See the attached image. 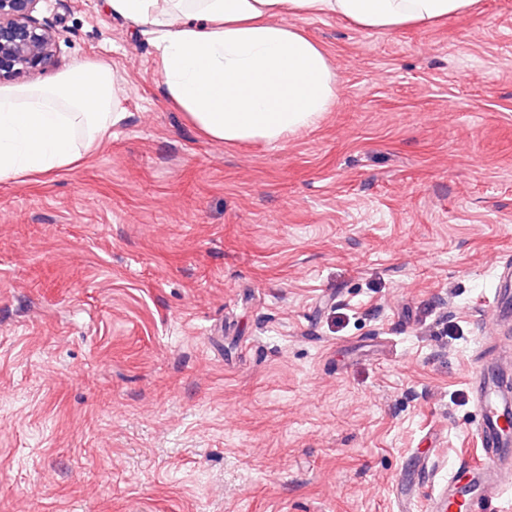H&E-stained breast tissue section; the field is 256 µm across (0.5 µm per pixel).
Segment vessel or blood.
Instances as JSON below:
<instances>
[{
	"label": "vessel or blood",
	"instance_id": "b4317fda",
	"mask_svg": "<svg viewBox=\"0 0 512 512\" xmlns=\"http://www.w3.org/2000/svg\"><path fill=\"white\" fill-rule=\"evenodd\" d=\"M501 286L490 303L492 322L512 314V265H503ZM479 457L465 469L451 471L448 482L431 501L430 512H496L512 492V473L504 465L512 453V379L478 370L470 380Z\"/></svg>",
	"mask_w": 512,
	"mask_h": 512
}]
</instances>
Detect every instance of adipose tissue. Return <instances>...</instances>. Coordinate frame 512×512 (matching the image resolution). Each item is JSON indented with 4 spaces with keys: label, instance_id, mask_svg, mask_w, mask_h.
I'll return each mask as SVG.
<instances>
[{
    "label": "adipose tissue",
    "instance_id": "1",
    "mask_svg": "<svg viewBox=\"0 0 512 512\" xmlns=\"http://www.w3.org/2000/svg\"><path fill=\"white\" fill-rule=\"evenodd\" d=\"M149 36L168 100L207 137L275 144L338 98L326 50L302 17L366 31L431 25L475 0H106ZM125 118L113 73L77 62L58 83L0 86V181L78 165Z\"/></svg>",
    "mask_w": 512,
    "mask_h": 512
}]
</instances>
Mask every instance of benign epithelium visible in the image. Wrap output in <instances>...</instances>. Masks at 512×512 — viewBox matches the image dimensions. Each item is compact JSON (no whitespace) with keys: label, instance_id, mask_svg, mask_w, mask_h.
Returning a JSON list of instances; mask_svg holds the SVG:
<instances>
[{"label":"benign epithelium","instance_id":"1","mask_svg":"<svg viewBox=\"0 0 512 512\" xmlns=\"http://www.w3.org/2000/svg\"><path fill=\"white\" fill-rule=\"evenodd\" d=\"M41 0H0V84L18 81L55 60V33L35 16Z\"/></svg>","mask_w":512,"mask_h":512}]
</instances>
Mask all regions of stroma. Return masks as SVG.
Segmentation results:
<instances>
[{
    "instance_id": "1",
    "label": "stroma",
    "mask_w": 512,
    "mask_h": 512,
    "mask_svg": "<svg viewBox=\"0 0 512 512\" xmlns=\"http://www.w3.org/2000/svg\"><path fill=\"white\" fill-rule=\"evenodd\" d=\"M126 119L0 181V512H416L475 450L512 261V0L300 25L339 95L278 144L202 134L106 0H40ZM498 278L504 288H494L493 299L489 305L494 323L506 320L510 308L512 312V265L504 263Z\"/></svg>"
}]
</instances>
